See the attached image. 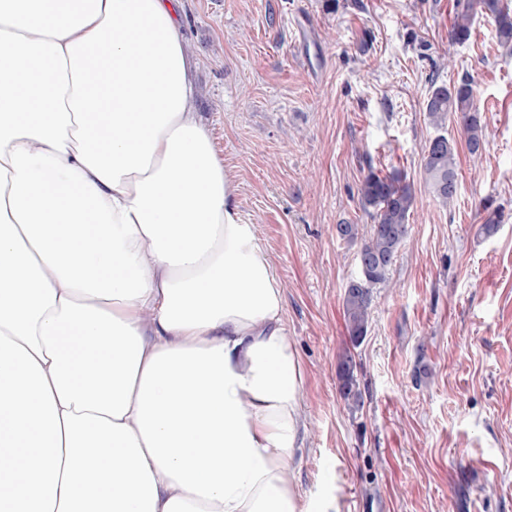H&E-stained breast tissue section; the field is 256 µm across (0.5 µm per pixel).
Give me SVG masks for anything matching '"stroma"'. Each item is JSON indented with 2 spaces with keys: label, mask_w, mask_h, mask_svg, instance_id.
Listing matches in <instances>:
<instances>
[{
  "label": "stroma",
  "mask_w": 512,
  "mask_h": 512,
  "mask_svg": "<svg viewBox=\"0 0 512 512\" xmlns=\"http://www.w3.org/2000/svg\"><path fill=\"white\" fill-rule=\"evenodd\" d=\"M464 3L182 0L190 107L282 288L305 418L291 467L322 512H512V49L486 13L449 45ZM464 78L478 157L425 111L432 85ZM440 133L457 146L446 206L421 169ZM395 170L410 233L355 347L343 301L358 248L336 227L369 224L361 184ZM347 353L357 406L341 393Z\"/></svg>",
  "instance_id": "obj_1"
}]
</instances>
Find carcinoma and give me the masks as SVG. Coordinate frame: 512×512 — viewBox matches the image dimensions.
<instances>
[{"mask_svg":"<svg viewBox=\"0 0 512 512\" xmlns=\"http://www.w3.org/2000/svg\"><path fill=\"white\" fill-rule=\"evenodd\" d=\"M482 10L494 16L501 45L512 46V8L504 0H467L457 14L449 33L452 44H463L471 36L474 13ZM426 112L431 124L445 125L453 119L466 136L470 153L479 154L484 134L479 109L469 80L457 86H438L427 100ZM423 175L433 194L444 204L454 201L457 192L448 191V181H457L455 146L448 137L438 135L429 141L423 156ZM363 207L373 209L374 224L365 232L358 224H338L340 239L358 245L359 277L347 285L345 317L350 340L359 344L367 335L373 290L388 281L399 249L410 232L409 216L413 204L410 184L399 171L386 176L370 173L361 187ZM342 389L346 398L358 399L353 378V360L347 356L340 364Z\"/></svg>","mask_w":512,"mask_h":512,"instance_id":"cac0c4a2","label":"carcinoma"}]
</instances>
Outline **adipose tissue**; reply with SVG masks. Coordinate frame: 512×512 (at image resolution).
Returning <instances> with one entry per match:
<instances>
[{
    "mask_svg": "<svg viewBox=\"0 0 512 512\" xmlns=\"http://www.w3.org/2000/svg\"><path fill=\"white\" fill-rule=\"evenodd\" d=\"M181 9L0 0V512H311L283 293L187 108Z\"/></svg>",
    "mask_w": 512,
    "mask_h": 512,
    "instance_id": "obj_1",
    "label": "adipose tissue"
}]
</instances>
